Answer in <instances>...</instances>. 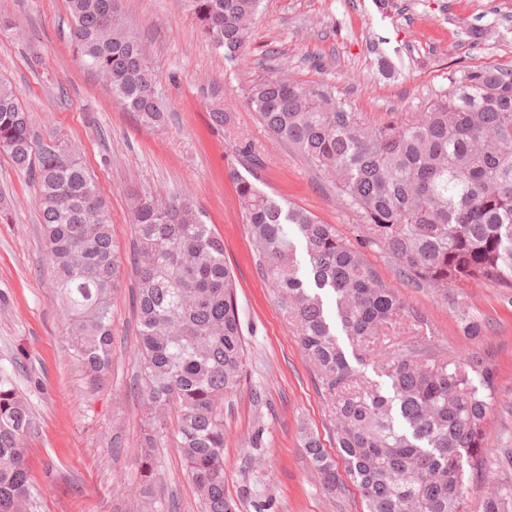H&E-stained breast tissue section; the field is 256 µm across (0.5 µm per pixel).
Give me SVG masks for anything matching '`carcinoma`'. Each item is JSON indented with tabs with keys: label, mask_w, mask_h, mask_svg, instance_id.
<instances>
[{
	"label": "carcinoma",
	"mask_w": 512,
	"mask_h": 512,
	"mask_svg": "<svg viewBox=\"0 0 512 512\" xmlns=\"http://www.w3.org/2000/svg\"><path fill=\"white\" fill-rule=\"evenodd\" d=\"M83 62L109 77L112 93L147 127L164 125L162 92L141 41L123 25L121 0H67ZM201 33L237 61L261 0H179ZM424 112L380 123L348 112L326 90L270 72L247 98L266 130L327 172L336 194L363 219L369 240L397 274L443 294L469 282L512 290V70L464 69ZM0 152L37 186V203L67 339L98 376L112 356V298L121 264L98 184L65 140L35 138L29 113L0 82ZM238 202L272 286L336 412V452L366 512H465L473 475L486 464L485 425L494 375L479 356L442 359L419 349L382 364L387 393L362 381L331 332L323 303L300 277L286 225L302 238L311 279L329 288L345 335L364 356L402 319L406 301L361 250L325 224L248 180ZM137 317V384L145 412L137 457L142 512H158L153 450L178 413L179 451L201 512H237L224 477V400L243 374V330L224 241L188 194L131 197ZM26 398L0 374V512H30ZM302 447L324 486L336 461L315 433ZM482 512H512V489Z\"/></svg>",
	"instance_id": "carcinoma-1"
}]
</instances>
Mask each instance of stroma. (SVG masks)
<instances>
[{
  "instance_id": "stroma-1",
  "label": "stroma",
  "mask_w": 512,
  "mask_h": 512,
  "mask_svg": "<svg viewBox=\"0 0 512 512\" xmlns=\"http://www.w3.org/2000/svg\"><path fill=\"white\" fill-rule=\"evenodd\" d=\"M127 27L145 45L164 93L167 121L149 128L129 112L70 39L66 0H0V79L28 110L37 138L60 132L80 152L112 218L122 266L112 319V365L91 379L64 340L60 306L29 176L0 153V194L12 202L0 223V372L30 405L27 439L32 512H136L135 458L144 411L133 389L136 320L128 196L190 191L224 241L245 339V372L224 403L225 482L240 512H364L352 484L328 492L303 448V430L336 447L330 396L305 357L266 277L238 203L234 179L286 199L335 225L360 246L381 279L409 303L418 330L386 337L382 351L428 348L445 358L486 357L495 373L486 426L487 464L467 512L512 486V297L473 282L444 298L400 278L393 259L363 240L360 215L331 177L273 138L247 105L269 70L328 87L346 111L374 122L421 112L450 72L512 67V0H262L237 62L224 60L177 0H123ZM221 108L230 123L210 126ZM480 327L478 336L466 323ZM263 429L261 447L252 434ZM161 512H200L175 436L155 451Z\"/></svg>"
}]
</instances>
